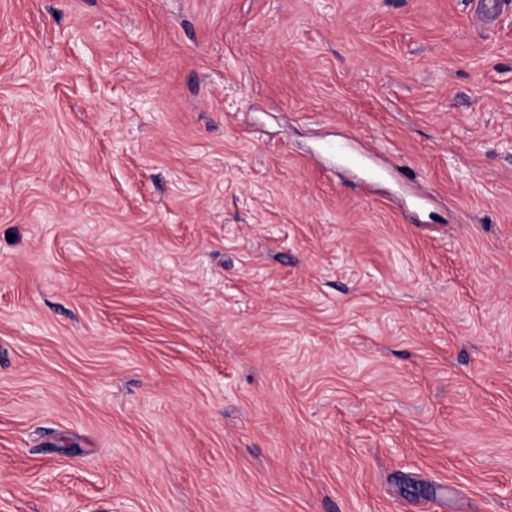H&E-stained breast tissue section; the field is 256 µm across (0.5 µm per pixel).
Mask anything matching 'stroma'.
<instances>
[{"label": "stroma", "instance_id": "stroma-1", "mask_svg": "<svg viewBox=\"0 0 512 512\" xmlns=\"http://www.w3.org/2000/svg\"><path fill=\"white\" fill-rule=\"evenodd\" d=\"M0 512H512V0H0Z\"/></svg>", "mask_w": 512, "mask_h": 512}]
</instances>
